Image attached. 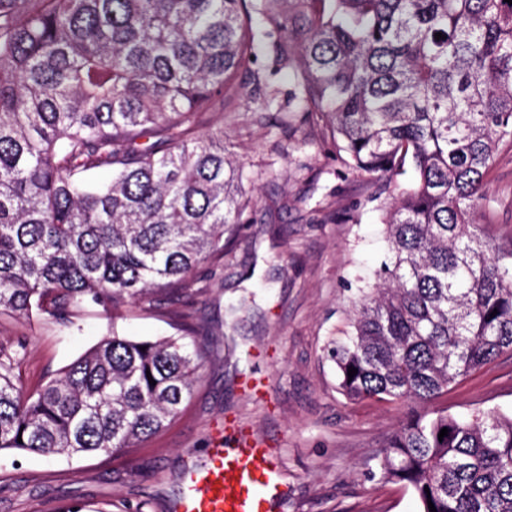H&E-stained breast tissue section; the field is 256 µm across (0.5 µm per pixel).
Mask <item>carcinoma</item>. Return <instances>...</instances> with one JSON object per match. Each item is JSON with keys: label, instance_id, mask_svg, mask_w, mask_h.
<instances>
[{"label": "carcinoma", "instance_id": "cac0c4a2", "mask_svg": "<svg viewBox=\"0 0 512 512\" xmlns=\"http://www.w3.org/2000/svg\"><path fill=\"white\" fill-rule=\"evenodd\" d=\"M280 73L295 90L272 120L325 122L352 170L395 187L389 261L327 350L342 393L429 403L512 353V244L478 232L512 145L505 0H0V311L66 326L91 304L119 315L155 290L191 297L252 203L224 125L198 124L218 101L277 100ZM190 333L185 319L155 340L114 332L33 390L15 374L24 344L0 347V451L152 439L212 354ZM376 468L420 512H512V416L414 409Z\"/></svg>", "mask_w": 512, "mask_h": 512}]
</instances>
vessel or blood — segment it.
Returning <instances> with one entry per match:
<instances>
[{"label":"vessel or blood","mask_w":512,"mask_h":512,"mask_svg":"<svg viewBox=\"0 0 512 512\" xmlns=\"http://www.w3.org/2000/svg\"><path fill=\"white\" fill-rule=\"evenodd\" d=\"M288 490L272 449L242 434L189 467L173 512H273Z\"/></svg>","instance_id":"1"}]
</instances>
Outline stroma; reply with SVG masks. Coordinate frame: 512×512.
I'll use <instances>...</instances> for the list:
<instances>
[{"instance_id": "1", "label": "stroma", "mask_w": 512, "mask_h": 512, "mask_svg": "<svg viewBox=\"0 0 512 512\" xmlns=\"http://www.w3.org/2000/svg\"><path fill=\"white\" fill-rule=\"evenodd\" d=\"M262 96L212 112L241 165L249 208L223 265L202 264V288L183 302L154 294L121 317L98 305L70 327L50 317L0 314V344L24 343L17 368L27 388L76 360L102 337L171 335L183 311L213 354L186 409L143 447L67 460L0 454V512H170L189 463L224 438L225 420L274 448L288 497L277 512H420L410 490L378 484L374 458L410 406L353 402L336 386L327 346L351 330V300L373 287L388 257L380 182L352 172L323 124L291 113L260 122ZM486 235L512 241V147L501 148L487 184ZM246 299L233 323L225 304ZM435 404L452 414H512V357L502 356Z\"/></svg>"}]
</instances>
